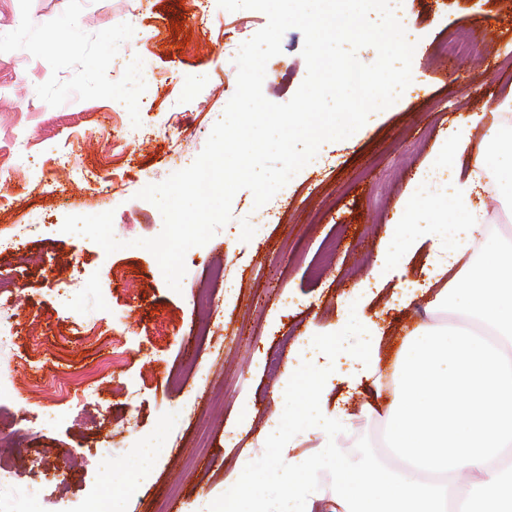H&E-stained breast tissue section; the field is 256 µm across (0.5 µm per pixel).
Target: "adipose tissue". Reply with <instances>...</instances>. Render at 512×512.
<instances>
[{
    "label": "adipose tissue",
    "mask_w": 512,
    "mask_h": 512,
    "mask_svg": "<svg viewBox=\"0 0 512 512\" xmlns=\"http://www.w3.org/2000/svg\"><path fill=\"white\" fill-rule=\"evenodd\" d=\"M477 123L472 117L449 128L431 165L409 184L369 272L370 280L386 284L391 269L429 243L431 279L395 289L405 305L430 295V307L452 311L457 323L416 326L387 377L380 369L381 328L364 306L346 305L327 333L354 328L365 336L354 377L385 396V404L378 409L368 402L352 413L343 398L317 394L314 448L290 456L281 481L259 493L234 472L224 485V512H315L320 500L330 512H512V244L487 242L477 264L468 255L485 234L488 187L512 200V136L492 128L479 151L469 153ZM464 158L467 174L431 194L436 202L452 201L457 222L426 224L413 234L405 217L422 187L434 170L457 167ZM374 419L387 462H351L346 441ZM322 473L330 483L319 481Z\"/></svg>",
    "instance_id": "ef3b65f1"
}]
</instances>
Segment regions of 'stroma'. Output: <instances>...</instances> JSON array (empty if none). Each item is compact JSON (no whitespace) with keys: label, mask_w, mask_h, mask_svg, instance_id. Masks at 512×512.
Here are the masks:
<instances>
[{"label":"stroma","mask_w":512,"mask_h":512,"mask_svg":"<svg viewBox=\"0 0 512 512\" xmlns=\"http://www.w3.org/2000/svg\"><path fill=\"white\" fill-rule=\"evenodd\" d=\"M400 8L424 84L370 114L362 138L324 143L320 162L266 206L238 191L231 221L187 252L176 292L136 245L163 228L138 193L195 161L236 90L239 47L266 15L229 12L218 0H0V238L27 227L19 245L0 250V273L23 296L0 366L14 371L8 408L28 418L24 430L0 434L17 445L18 474L1 494L36 499L40 512H87L104 496L121 512H224V481L242 461L267 457L268 468L248 477L258 487L287 467L268 441L271 426L291 425L295 453L311 449L305 418L317 387L348 394L352 412L371 399L368 386L351 392L331 376L286 387L266 362L297 358L296 340L337 321L341 296L368 276L405 186L449 126L480 114L472 131L480 141L504 123L494 105L512 95V0H401ZM60 19L67 30L54 29ZM460 26L467 49L437 54ZM303 43L300 30L285 32L266 66L268 100L288 102L304 81ZM120 127L139 131L138 142L115 139ZM106 211L125 243L113 253L62 230L66 216ZM428 254L421 247L367 302L386 327L383 364L403 325L454 319L426 314L422 299L407 308L393 299L394 283L426 279ZM67 264L79 284L65 301L54 286ZM93 323L105 331L96 343L84 339ZM115 337L128 380L147 379L130 400L100 365ZM320 349L313 342L302 353L308 369ZM73 374L95 391L93 429L65 392ZM107 444L112 456L98 458Z\"/></svg>","instance_id":"obj_1"}]
</instances>
